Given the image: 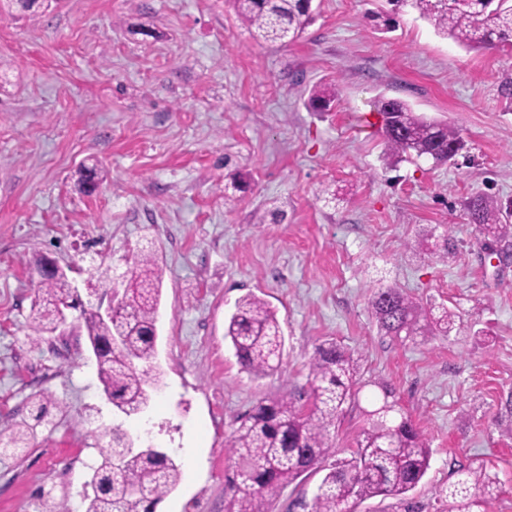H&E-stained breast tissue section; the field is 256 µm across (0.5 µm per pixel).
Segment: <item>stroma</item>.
<instances>
[{
    "mask_svg": "<svg viewBox=\"0 0 512 512\" xmlns=\"http://www.w3.org/2000/svg\"><path fill=\"white\" fill-rule=\"evenodd\" d=\"M314 21L285 47L256 40L231 0H53L0 13V426L30 397L59 404L53 428L0 457V512H82L100 460L93 429L123 424L182 465L157 512H224L226 444L258 403L309 391V361L333 340L358 361L359 392L331 434L350 458L365 413L391 388L428 439L430 469L412 493L423 512L461 468L500 481L483 512H512V438L496 424L512 392V234L493 242L467 210L512 224V47L467 49L387 0H314ZM317 85L329 108L307 105ZM448 121L467 151L442 166L395 161L379 97ZM98 164L90 192L76 171ZM335 197H328L325 186ZM278 204L282 221L268 209ZM451 239L449 256H415ZM153 246L164 269L157 362L164 386L118 420L82 336L30 328L38 253L75 288L93 266L126 269ZM399 288L456 316L448 334L397 340L369 301ZM253 293L285 335L279 369L245 372L224 338Z\"/></svg>",
    "mask_w": 512,
    "mask_h": 512,
    "instance_id": "1",
    "label": "stroma"
}]
</instances>
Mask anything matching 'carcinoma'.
Masks as SVG:
<instances>
[{"label": "carcinoma", "mask_w": 512, "mask_h": 512, "mask_svg": "<svg viewBox=\"0 0 512 512\" xmlns=\"http://www.w3.org/2000/svg\"><path fill=\"white\" fill-rule=\"evenodd\" d=\"M311 0H233L237 18L254 36L281 45L296 41L314 20ZM410 6L431 24L437 34L481 49L512 46V0H388ZM392 111L378 104L382 135L391 155L400 160L428 159L448 163V146L465 149L459 133L446 121L427 119L405 100L388 102ZM479 230L497 240L507 233L505 224L487 223V206L480 196L469 203ZM122 276V304L104 318L96 303H86L71 287L66 274L42 276L36 284L31 309L35 335L59 329V308L70 302L80 309L73 331L98 346L97 379L104 395L127 417L150 406L163 387L162 372L154 364L157 321L163 268L146 249L126 260ZM372 313L386 336L413 339L433 330L448 333L454 314L444 308L420 324L417 305L396 288L378 290L371 300ZM242 369L262 377L279 366L284 335L276 312L254 293L236 304L224 329ZM309 396L290 394L261 403L240 420L229 443L233 474L227 478L224 512H270L281 492L311 470L324 469L330 429L345 403L355 397L357 365L334 341L320 344L309 365ZM55 402L45 394L32 396L27 418L0 427V455H15L29 447L37 428L53 424ZM368 427L357 440V450L347 460L329 466L311 502L296 500L306 512H345L349 501L376 496L398 498V508L415 512L405 495L423 480L430 467L429 443L400 414L390 392L382 403L367 411ZM109 443L101 465L91 480L99 492L84 494V512H155L156 505L181 481V465L153 443L135 448L129 433L115 424L105 431ZM460 478L439 494L448 498V512H481L483 496L498 491L496 479L483 468H463Z\"/></svg>", "instance_id": "cac0c4a2"}]
</instances>
